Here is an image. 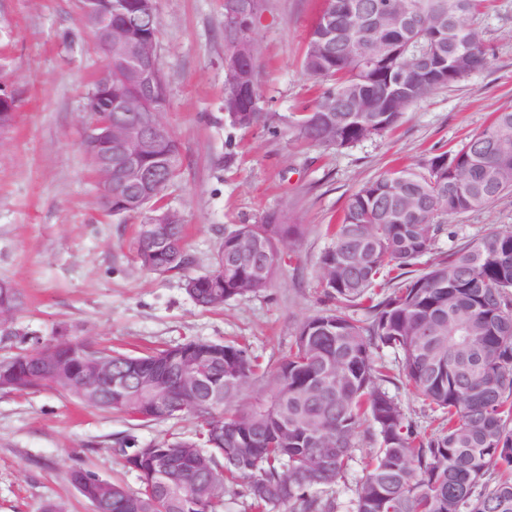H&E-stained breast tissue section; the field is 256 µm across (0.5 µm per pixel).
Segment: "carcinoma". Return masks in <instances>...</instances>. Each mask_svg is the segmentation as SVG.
Returning a JSON list of instances; mask_svg holds the SVG:
<instances>
[{"instance_id":"carcinoma-1","label":"carcinoma","mask_w":512,"mask_h":512,"mask_svg":"<svg viewBox=\"0 0 512 512\" xmlns=\"http://www.w3.org/2000/svg\"><path fill=\"white\" fill-rule=\"evenodd\" d=\"M261 2L224 0V120L234 128L262 118L253 36ZM326 2L302 58L321 91L290 126L296 139L340 150L384 135L409 108L487 64L482 31L469 22L484 0H408V11L388 26L377 25L375 14L349 12L354 0ZM327 18L336 29L331 48ZM112 26L126 43L159 41L155 21L114 13ZM100 83L88 96L89 126L105 112ZM468 144L368 181L351 196L320 258L333 306L299 324L291 353L272 372L270 395L249 408L230 403L255 385L258 358L244 344L204 339L133 355L72 341L23 349L0 359V388L54 390L143 424L196 417L188 436L151 448L131 436L122 441L136 489L71 470L78 493L104 512H217L240 478L249 479L255 512H336L321 492L343 478L364 421L379 447L357 483L356 512H512V228L468 238L411 274L448 220L512 193V108ZM148 163L156 166L154 184L131 194L152 205L179 171L173 134L155 144ZM453 165L468 178H449ZM143 230L136 253L146 270L181 272L193 263L184 225H166L165 250ZM301 234L277 213L263 224L226 227L212 270L186 277L184 289L206 311L261 292ZM360 305L365 318L348 314ZM22 306V293L0 282V311L12 316ZM384 347L402 354L408 385L440 412L431 432L405 422L382 387L389 376L373 350ZM186 358L202 377L191 393L183 384ZM99 363L112 364L124 386L83 382L85 369ZM166 464L172 478L150 482Z\"/></svg>"}]
</instances>
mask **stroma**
<instances>
[{"label":"stroma","instance_id":"stroma-1","mask_svg":"<svg viewBox=\"0 0 512 512\" xmlns=\"http://www.w3.org/2000/svg\"><path fill=\"white\" fill-rule=\"evenodd\" d=\"M324 0H263L253 23L259 91L267 122L224 121V0H158L159 66L170 107L164 120L181 166L164 203L186 226L190 274L212 265L228 224H260L278 213L303 227L270 288L205 312L185 294L182 275L143 270L136 259L139 217L109 215L82 147L86 97L103 61L83 32L77 0H0V87L18 101L15 125L0 135V281L24 296L0 337V356L21 338L88 340L122 351L190 338L246 342L261 364L287 357L296 328L328 309L320 257L359 187L435 153L457 152L496 112L512 106V0H492L473 18L487 65L410 108L400 125L339 151L295 140L293 117L319 89L301 67L309 29ZM512 227V196L451 220L436 240L445 252L463 238ZM388 369L385 388L419 431L435 418L416 398L402 357L373 352ZM196 421L136 426L52 390L0 389V512H92L72 486V468L137 486L118 451L134 435L146 447L194 430ZM377 443L370 423L329 493L353 512L355 488Z\"/></svg>","mask_w":512,"mask_h":512}]
</instances>
